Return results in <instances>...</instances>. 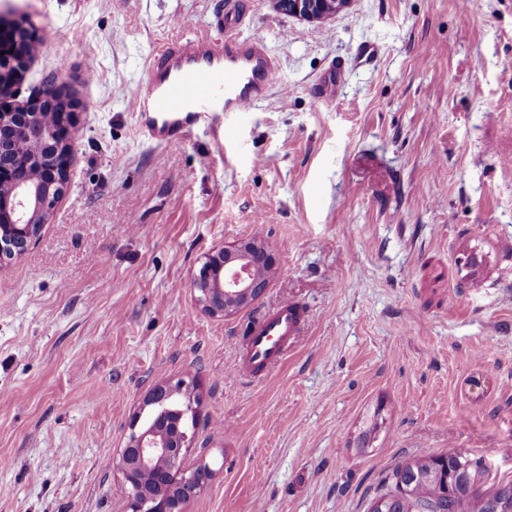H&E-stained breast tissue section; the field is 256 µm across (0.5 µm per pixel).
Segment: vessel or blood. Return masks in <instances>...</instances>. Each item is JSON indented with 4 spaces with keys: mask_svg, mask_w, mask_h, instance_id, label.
Masks as SVG:
<instances>
[{
    "mask_svg": "<svg viewBox=\"0 0 512 512\" xmlns=\"http://www.w3.org/2000/svg\"><path fill=\"white\" fill-rule=\"evenodd\" d=\"M242 21L231 0L224 9L221 39L189 37L153 54L147 78L135 92L137 124L147 140L163 145L214 129L219 115L253 111L270 96L277 61L264 42L242 35ZM340 81V68L330 66L314 85L316 97L334 101ZM298 321V313L288 307L254 319L246 364L264 375L276 371Z\"/></svg>",
    "mask_w": 512,
    "mask_h": 512,
    "instance_id": "b4317fda",
    "label": "vessel or blood"
}]
</instances>
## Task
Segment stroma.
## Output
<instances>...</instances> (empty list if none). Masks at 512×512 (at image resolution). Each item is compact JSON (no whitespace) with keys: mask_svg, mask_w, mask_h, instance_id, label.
<instances>
[{"mask_svg":"<svg viewBox=\"0 0 512 512\" xmlns=\"http://www.w3.org/2000/svg\"><path fill=\"white\" fill-rule=\"evenodd\" d=\"M238 2L269 99L220 115L234 141L156 146L133 90L157 47L217 37L224 0H0L37 38L0 105L55 85L77 114L67 191L0 268V512H126L130 423L180 378L185 465L213 471L188 512H367L397 464L449 452L512 482V0H351L322 24ZM254 237L268 287L209 316L205 256ZM285 304L308 314L286 361L236 375L245 327ZM341 81L339 66H330L317 79L313 91L317 98L324 102H332L336 99Z\"/></svg>","mask_w":512,"mask_h":512,"instance_id":"35a3bbf8","label":"stroma"}]
</instances>
